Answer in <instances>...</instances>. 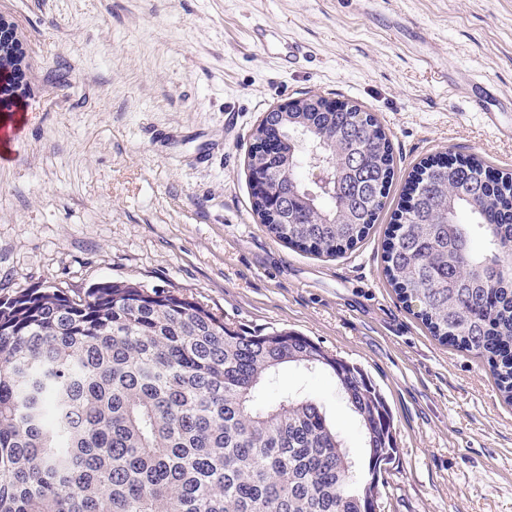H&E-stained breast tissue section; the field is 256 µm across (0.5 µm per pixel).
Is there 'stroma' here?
<instances>
[{"mask_svg": "<svg viewBox=\"0 0 512 512\" xmlns=\"http://www.w3.org/2000/svg\"><path fill=\"white\" fill-rule=\"evenodd\" d=\"M26 51L0 102V297L136 281L251 333L290 329L361 366L398 442L377 512H512V405L487 363L439 344L383 272L412 167L475 154L512 171L457 83L512 100V0H0ZM304 41L282 67L254 23ZM318 94L372 112L393 145L384 212L335 259L295 251L251 210L246 154L266 112ZM319 402L353 453L354 413L326 374L280 370L264 398Z\"/></svg>", "mask_w": 512, "mask_h": 512, "instance_id": "1", "label": "stroma"}]
</instances>
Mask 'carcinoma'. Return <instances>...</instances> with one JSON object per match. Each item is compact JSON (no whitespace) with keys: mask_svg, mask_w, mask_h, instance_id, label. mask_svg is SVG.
Instances as JSON below:
<instances>
[{"mask_svg":"<svg viewBox=\"0 0 512 512\" xmlns=\"http://www.w3.org/2000/svg\"><path fill=\"white\" fill-rule=\"evenodd\" d=\"M247 169L252 210L288 245L334 257L368 234L393 177L389 139L356 104L271 111ZM385 275L440 343L486 360L512 403V173L435 157L408 176ZM330 374L363 457L316 400L260 402L280 368ZM398 444L357 365L307 336L252 334L137 282L0 297V512H376Z\"/></svg>","mask_w":512,"mask_h":512,"instance_id":"cac0c4a2","label":"carcinoma"}]
</instances>
